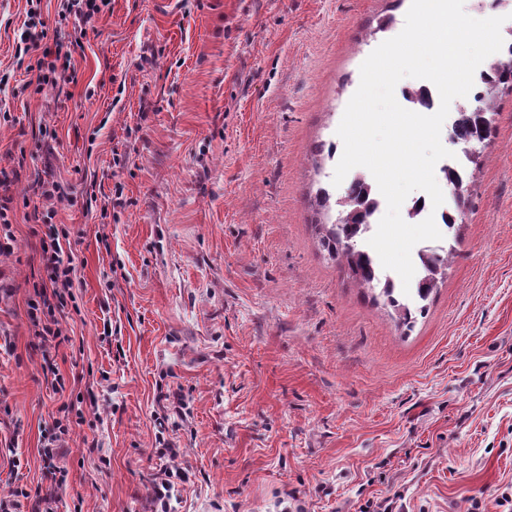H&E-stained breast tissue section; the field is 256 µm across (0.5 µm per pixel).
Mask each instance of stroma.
Wrapping results in <instances>:
<instances>
[{"label": "stroma", "instance_id": "stroma-1", "mask_svg": "<svg viewBox=\"0 0 512 512\" xmlns=\"http://www.w3.org/2000/svg\"><path fill=\"white\" fill-rule=\"evenodd\" d=\"M410 4L112 0L77 84L35 95L15 57L25 0H0V169L20 172L0 251V496L43 484V435L69 406L57 512H150L161 439L189 470L172 512H512V90L412 332L312 227L335 171L312 156ZM37 176L64 189L77 257L60 391L29 315Z\"/></svg>", "mask_w": 512, "mask_h": 512}]
</instances>
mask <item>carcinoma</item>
<instances>
[{
	"mask_svg": "<svg viewBox=\"0 0 512 512\" xmlns=\"http://www.w3.org/2000/svg\"><path fill=\"white\" fill-rule=\"evenodd\" d=\"M505 86L512 87V42L508 44L503 57L492 62L489 71L484 74L483 86L475 103L459 112V118L452 129V135L458 142L467 145L479 138L482 147L490 144L495 133V92ZM467 160L470 164V179L462 183L455 176L450 188L454 201L452 222L449 223L451 228L468 206L469 186L479 172L481 154L469 155ZM366 195L365 187L355 185L347 189L343 198L332 203L331 196L327 195L324 188L317 189L314 197L317 209L328 211L333 205L338 207L335 220H330L327 215L325 221L315 224L320 234V245L328 258L344 269L361 287L380 289L379 296L397 313L399 324L410 331L417 316L425 313V301L437 287L438 281L448 275L453 251L443 247L425 254L423 261L426 275L417 285V299L412 302L403 299L401 290L393 282L381 278L373 256L362 248L364 223L370 213V205L365 203Z\"/></svg>",
	"mask_w": 512,
	"mask_h": 512,
	"instance_id": "cac0c4a2",
	"label": "carcinoma"
}]
</instances>
